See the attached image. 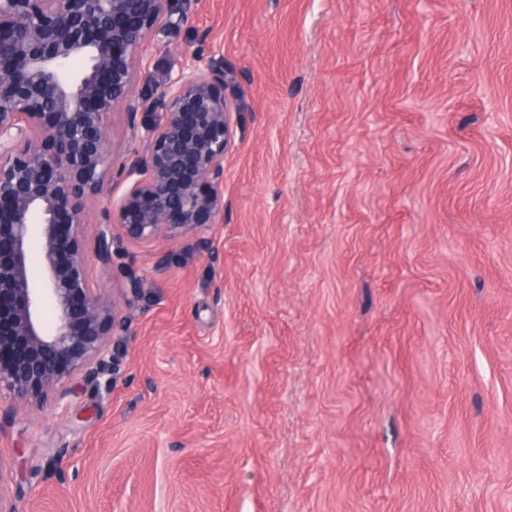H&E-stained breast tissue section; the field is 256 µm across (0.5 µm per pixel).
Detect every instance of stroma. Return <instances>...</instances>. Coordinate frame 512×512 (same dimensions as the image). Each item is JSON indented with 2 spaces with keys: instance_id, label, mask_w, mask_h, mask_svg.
Returning a JSON list of instances; mask_svg holds the SVG:
<instances>
[{
  "instance_id": "35a3bbf8",
  "label": "stroma",
  "mask_w": 512,
  "mask_h": 512,
  "mask_svg": "<svg viewBox=\"0 0 512 512\" xmlns=\"http://www.w3.org/2000/svg\"><path fill=\"white\" fill-rule=\"evenodd\" d=\"M178 6L138 58L223 52L224 221L92 265L110 386L0 393L15 512H512V0Z\"/></svg>"
}]
</instances>
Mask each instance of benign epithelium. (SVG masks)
Listing matches in <instances>:
<instances>
[{
  "instance_id": "7a95c632",
  "label": "benign epithelium",
  "mask_w": 512,
  "mask_h": 512,
  "mask_svg": "<svg viewBox=\"0 0 512 512\" xmlns=\"http://www.w3.org/2000/svg\"><path fill=\"white\" fill-rule=\"evenodd\" d=\"M185 22L175 0H0V350L13 344L0 390L21 401L55 392L60 403L64 378L108 371L107 336L126 321L90 268L113 260L117 240L157 244L224 215V154L242 110L224 56L188 61L162 85L136 60ZM140 87L155 111L141 109ZM120 110L141 147L116 166ZM115 178L128 187L88 250V203Z\"/></svg>"
}]
</instances>
